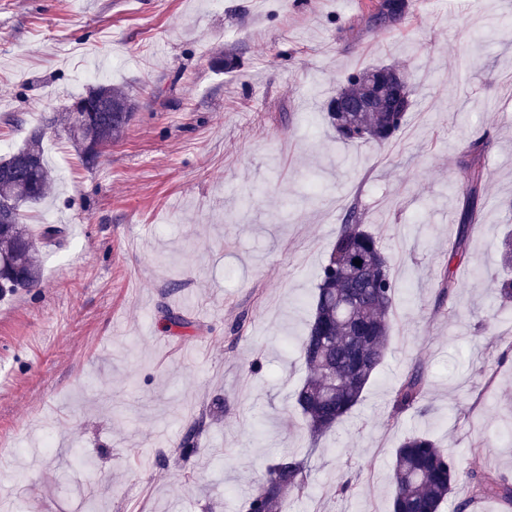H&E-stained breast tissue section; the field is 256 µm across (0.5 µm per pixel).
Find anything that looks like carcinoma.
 Instances as JSON below:
<instances>
[{
  "mask_svg": "<svg viewBox=\"0 0 512 512\" xmlns=\"http://www.w3.org/2000/svg\"><path fill=\"white\" fill-rule=\"evenodd\" d=\"M408 9V0H382L375 20L382 21L386 14L394 22ZM366 73L364 69L348 75L343 89L354 98L374 95L382 105L365 112H333L328 106L327 117L338 140L384 145L401 130L412 100L404 105L390 103V88L360 81ZM85 98L103 102L107 111L91 118L68 111L61 116V125L81 163L92 169L105 147L123 133L138 103L125 89L104 80ZM43 138V131L35 128L22 147L0 157V200L13 203L11 210L0 212V297L20 288L39 287L40 249L57 246L64 237L58 225L43 224L35 234L22 220L24 209L40 204L54 182L44 157ZM486 147L485 138L474 139L459 160L466 178V200L440 282L444 296H453L457 288L454 265L464 259L479 221V192L485 181L480 158ZM355 259L362 260L361 265H355ZM396 290L380 239L361 223L358 207H350L321 267L311 319L299 342L307 374L293 400L311 439L316 441L336 429L361 403L389 349ZM425 393V369L418 365L395 391L389 419L398 421ZM305 478V459L296 455L278 458L268 466L258 490L248 497L244 512H283L290 493H304ZM462 481L470 485L473 497L512 507V481L487 472H464L456 457L431 436L412 433L396 449L392 462L391 512H441Z\"/></svg>",
  "mask_w": 512,
  "mask_h": 512,
  "instance_id": "1",
  "label": "carcinoma"
}]
</instances>
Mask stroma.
<instances>
[{"mask_svg": "<svg viewBox=\"0 0 512 512\" xmlns=\"http://www.w3.org/2000/svg\"><path fill=\"white\" fill-rule=\"evenodd\" d=\"M378 4L0 0V147L44 128L57 181L27 222L66 231L40 287L0 298V512H241L288 454L307 481L283 512H390L392 459L417 431L512 480V306L487 285L512 225V0H412L386 27ZM384 65L413 88L401 131L337 141L327 101ZM94 68L138 109L88 170L59 118ZM479 137V226L444 302L458 162ZM354 202L398 285L391 342L314 443L290 400L298 344ZM419 360L426 395L390 422Z\"/></svg>", "mask_w": 512, "mask_h": 512, "instance_id": "35a3bbf8", "label": "stroma"}]
</instances>
